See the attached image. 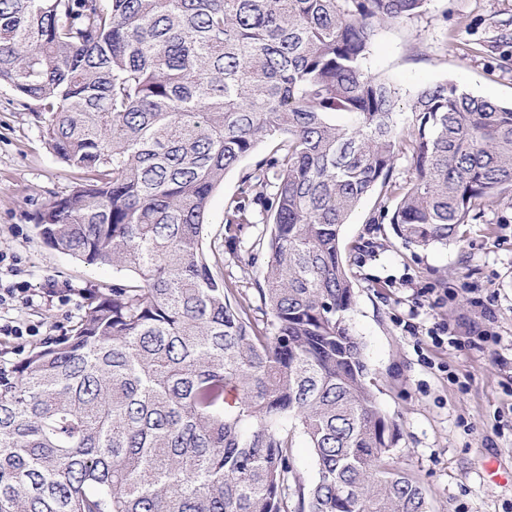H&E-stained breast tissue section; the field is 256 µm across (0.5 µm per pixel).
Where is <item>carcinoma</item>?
Instances as JSON below:
<instances>
[{"instance_id": "obj_1", "label": "carcinoma", "mask_w": 512, "mask_h": 512, "mask_svg": "<svg viewBox=\"0 0 512 512\" xmlns=\"http://www.w3.org/2000/svg\"><path fill=\"white\" fill-rule=\"evenodd\" d=\"M430 0H0V85L48 115L86 174L34 216L43 241L129 276L70 334L0 363V512H427L385 463L401 439L366 381L347 313L344 224L380 189L407 243L446 245L512 189V104L368 71L377 26ZM343 121H338V118ZM262 216L260 305L211 261ZM414 180L392 181L402 150ZM262 313L273 332L261 327ZM317 479H296L293 432ZM267 150V145H261L254 156L243 160L236 170L229 172L224 177L223 186L213 193L206 218L207 246L212 242L213 248V240H216V246L219 245L220 239L217 240L216 238H219L220 225L223 224L225 200L238 193L243 173L251 166L256 157L264 155Z\"/></svg>"}]
</instances>
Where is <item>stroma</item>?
<instances>
[{
  "label": "stroma",
  "instance_id": "35a3bbf8",
  "mask_svg": "<svg viewBox=\"0 0 512 512\" xmlns=\"http://www.w3.org/2000/svg\"><path fill=\"white\" fill-rule=\"evenodd\" d=\"M367 66L400 88L404 129L414 92L445 79L510 103L512 0H429L420 15L379 27ZM42 126L0 85V253L16 261L0 283L25 290L0 308V320L28 329L19 339L0 335L5 360L68 334L89 292L117 276L40 238L33 214L78 180ZM250 165L243 160L213 193L208 240ZM376 214L368 197L342 229L341 253L354 291L348 322L364 344L376 401L402 431L390 465L421 485L429 512H512V482L489 475L512 473V190L477 209L445 245L406 243ZM442 327L439 343L433 333Z\"/></svg>",
  "mask_w": 512,
  "mask_h": 512
}]
</instances>
